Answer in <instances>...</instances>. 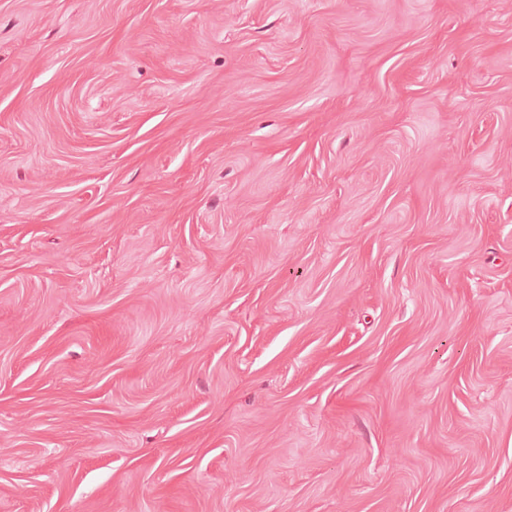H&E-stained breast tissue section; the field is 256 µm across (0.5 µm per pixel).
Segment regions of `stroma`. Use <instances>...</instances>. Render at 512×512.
Returning <instances> with one entry per match:
<instances>
[{
    "label": "stroma",
    "instance_id": "stroma-1",
    "mask_svg": "<svg viewBox=\"0 0 512 512\" xmlns=\"http://www.w3.org/2000/svg\"><path fill=\"white\" fill-rule=\"evenodd\" d=\"M0 512H512V0H0Z\"/></svg>",
    "mask_w": 512,
    "mask_h": 512
}]
</instances>
